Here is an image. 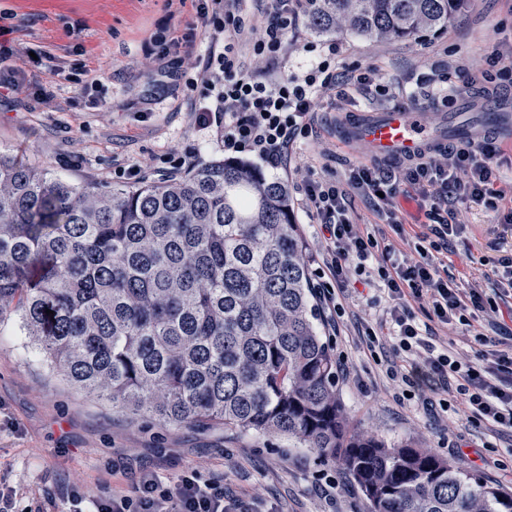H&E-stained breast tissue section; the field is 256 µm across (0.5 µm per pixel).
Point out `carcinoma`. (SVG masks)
Returning a JSON list of instances; mask_svg holds the SVG:
<instances>
[{"mask_svg": "<svg viewBox=\"0 0 512 512\" xmlns=\"http://www.w3.org/2000/svg\"><path fill=\"white\" fill-rule=\"evenodd\" d=\"M464 2L301 8L321 34L416 40ZM310 296L288 186L245 162L77 186L0 153V322L51 372L163 425L284 437L339 466L368 512H512V491L348 423Z\"/></svg>", "mask_w": 512, "mask_h": 512, "instance_id": "1", "label": "carcinoma"}]
</instances>
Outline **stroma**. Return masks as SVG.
Here are the masks:
<instances>
[{
    "instance_id": "1",
    "label": "stroma",
    "mask_w": 512,
    "mask_h": 512,
    "mask_svg": "<svg viewBox=\"0 0 512 512\" xmlns=\"http://www.w3.org/2000/svg\"><path fill=\"white\" fill-rule=\"evenodd\" d=\"M0 26L8 44L30 51L26 71L38 81L0 101V152L46 168L74 184L136 185L167 181L223 157L216 128L197 126L191 103L200 96L197 73L165 57L160 81L143 71L144 47L163 29L192 33V50L204 52L212 35L200 28L192 6L178 0H0ZM336 42L341 72L370 68L375 83L415 95L429 126L446 130L449 116L464 114L458 96L469 75L493 51L512 56V0H467L457 19L419 41L365 39L348 31L316 32L308 22L289 32L284 69H295L308 45ZM452 91L432 104L422 82ZM53 87L50 105L35 101L38 85ZM110 100L111 111L100 108ZM390 97L346 89L326 98L308 138L292 152L307 157L314 177L347 184L353 168L369 163L366 150L342 141L346 113L392 108ZM497 189L505 198L492 211L474 203L449 202L450 220L465 224L463 238L439 257L459 287L479 286L496 309L477 315V327L496 336L512 330V296H500L494 270L512 255V141L502 140ZM395 216L379 215L372 202L349 190L353 222L385 224L396 219L404 235L388 232L397 247L413 249L428 221L417 203L398 195ZM372 290L358 287L337 296L335 326L322 314L314 323L336 358V389L349 417L362 430L386 440L428 448L485 481L512 489V434L483 424L449 425L447 407L426 409L386 374L400 356L368 306ZM0 476L21 487L15 504L60 495L72 480L94 497L103 489L135 490L140 476L156 475L164 486L191 474L219 484L224 496L246 502L251 512H368L363 494L340 468L319 462L283 437L232 433L223 425H162L113 408L93 392L70 386L50 372L14 321L0 323Z\"/></svg>"
}]
</instances>
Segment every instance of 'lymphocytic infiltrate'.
I'll list each match as a JSON object with an SVG mask.
<instances>
[{"instance_id":"lymphocytic-infiltrate-1","label":"lymphocytic infiltrate","mask_w":512,"mask_h":512,"mask_svg":"<svg viewBox=\"0 0 512 512\" xmlns=\"http://www.w3.org/2000/svg\"><path fill=\"white\" fill-rule=\"evenodd\" d=\"M205 26L223 34L222 48H210L204 57L181 56L183 67L198 70L204 88L202 101L194 109L201 127L218 126L229 157L248 152L267 167L284 169L291 147L307 137L308 118L325 95L337 87H371L370 71L337 72L336 43L321 46L317 56L302 64L299 72L280 81L255 78L242 61V50H250L255 63H282L289 31L298 26L302 10L298 0H274L273 11L258 15L249 0H194ZM500 149L497 140L485 139L454 152L438 149L425 159L391 172L376 166L354 170L349 188L332 179H302L297 187L299 202L320 226L322 247L319 260L334 280L335 289L320 284L319 299L336 302L347 292L352 275L365 276L367 283H380L386 294L382 315L392 326L401 363L389 364L392 380L417 391L423 405L435 396L456 394L454 413L466 421H478L489 429L512 432V347L501 348L499 340L476 333L480 349L474 359H464L438 348L433 337L423 335L411 308L426 304L430 319L440 324L469 325L468 309H484L482 291H461L434 254L460 238L464 228L446 217L449 196L498 210L504 194L495 189L494 161ZM410 185L431 202L426 212L434 236L429 245L418 246L407 255L384 244L380 227L361 230L349 216L347 191L354 188L374 199L378 208L395 210L398 183ZM37 512H249L245 502L229 500L223 488L183 477L171 487L162 486L154 475H142L134 495L109 492L87 497L80 487L61 497H47Z\"/></svg>"}]
</instances>
